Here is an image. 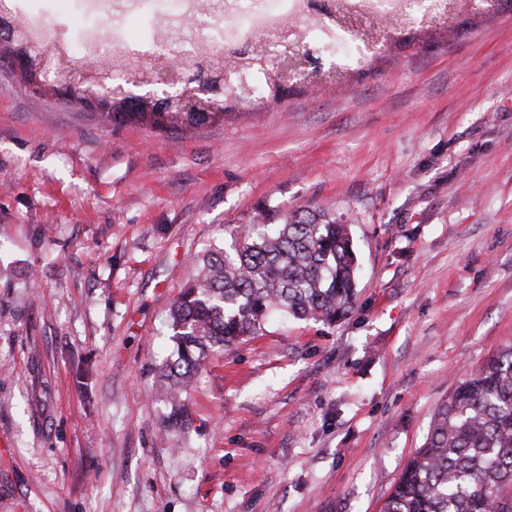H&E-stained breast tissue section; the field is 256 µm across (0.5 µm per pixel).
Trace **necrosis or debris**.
<instances>
[{
  "mask_svg": "<svg viewBox=\"0 0 512 512\" xmlns=\"http://www.w3.org/2000/svg\"><path fill=\"white\" fill-rule=\"evenodd\" d=\"M472 0H224V39L205 38L190 50L210 76L238 62L247 84L263 94L271 72L257 62L259 49H275L289 29L299 34L298 50L324 78L337 79L356 66L367 45L399 35L408 28L452 22ZM0 31L21 37L31 54L67 61L68 48L54 42L44 27L22 23L17 0H0Z\"/></svg>",
  "mask_w": 512,
  "mask_h": 512,
  "instance_id": "obj_1",
  "label": "necrosis or debris"
}]
</instances>
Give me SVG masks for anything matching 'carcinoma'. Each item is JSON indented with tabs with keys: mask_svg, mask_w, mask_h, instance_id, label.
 Here are the masks:
<instances>
[{
	"mask_svg": "<svg viewBox=\"0 0 512 512\" xmlns=\"http://www.w3.org/2000/svg\"><path fill=\"white\" fill-rule=\"evenodd\" d=\"M21 43L0 36V71L43 103L89 112L101 124L191 130L224 120L226 108L195 92L201 71L184 79L186 105L111 98L36 81ZM231 248L194 259L193 281L165 322L173 352L159 368L164 423L187 424L183 394L213 354L254 338L276 312L332 325L355 305L358 260L349 225L325 210L260 213L231 229ZM380 512H512V344L460 381L438 408L422 446L407 461Z\"/></svg>",
	"mask_w": 512,
	"mask_h": 512,
	"instance_id": "1",
	"label": "carcinoma"
}]
</instances>
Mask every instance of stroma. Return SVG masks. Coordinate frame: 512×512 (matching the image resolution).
<instances>
[{"label":"stroma","mask_w":512,"mask_h":512,"mask_svg":"<svg viewBox=\"0 0 512 512\" xmlns=\"http://www.w3.org/2000/svg\"><path fill=\"white\" fill-rule=\"evenodd\" d=\"M18 3L70 47L221 29ZM441 36L180 134L0 77V512H379L454 385L512 343V13ZM286 207L349 224L353 311L272 320L165 428L155 368L193 257Z\"/></svg>","instance_id":"obj_1"}]
</instances>
